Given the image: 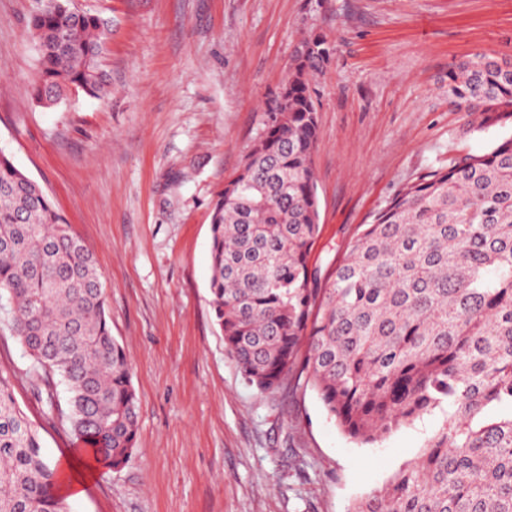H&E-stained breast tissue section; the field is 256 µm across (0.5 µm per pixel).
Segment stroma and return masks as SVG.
<instances>
[{"mask_svg": "<svg viewBox=\"0 0 512 512\" xmlns=\"http://www.w3.org/2000/svg\"><path fill=\"white\" fill-rule=\"evenodd\" d=\"M40 5L0 0V152L93 252L138 397L136 451L120 470L97 468L72 512H351L417 460L447 412L361 444L306 381L249 386L211 312L212 209L296 48L325 36L310 265L327 276L399 190L512 133L448 99L453 64L479 52L512 62V0H70L109 22L105 93L52 109L30 94ZM29 369L0 315V371L56 461L72 439L42 416Z\"/></svg>", "mask_w": 512, "mask_h": 512, "instance_id": "stroma-1", "label": "stroma"}]
</instances>
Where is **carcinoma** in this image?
<instances>
[{"label":"carcinoma","mask_w":512,"mask_h":512,"mask_svg":"<svg viewBox=\"0 0 512 512\" xmlns=\"http://www.w3.org/2000/svg\"><path fill=\"white\" fill-rule=\"evenodd\" d=\"M30 28L36 103L98 97L106 23L42 0ZM242 170L211 219L215 323L244 380L275 392L306 374L362 443L438 407L446 421L413 465L352 512H512V135L398 192L355 233L323 288L310 78L331 44L302 42ZM448 99L483 124L512 121V64L483 53L448 70ZM0 311L28 353L42 413L109 470L136 449L138 398L112 336L104 276L48 195L0 153ZM66 386L67 410L56 383ZM57 464L0 373V512H70Z\"/></svg>","instance_id":"carcinoma-1"}]
</instances>
